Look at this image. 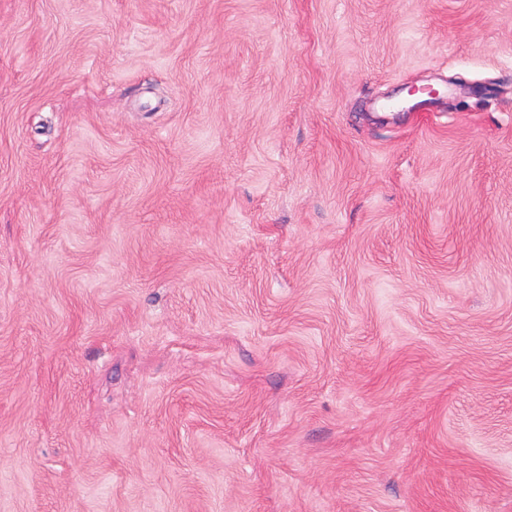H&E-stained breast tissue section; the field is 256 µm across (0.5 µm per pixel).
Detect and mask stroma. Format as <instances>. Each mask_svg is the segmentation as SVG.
Returning a JSON list of instances; mask_svg holds the SVG:
<instances>
[{
    "mask_svg": "<svg viewBox=\"0 0 512 512\" xmlns=\"http://www.w3.org/2000/svg\"><path fill=\"white\" fill-rule=\"evenodd\" d=\"M0 512H512V0H0Z\"/></svg>",
    "mask_w": 512,
    "mask_h": 512,
    "instance_id": "35a3bbf8",
    "label": "stroma"
}]
</instances>
